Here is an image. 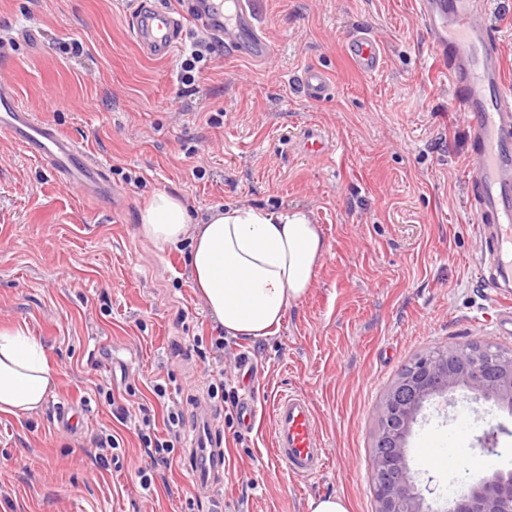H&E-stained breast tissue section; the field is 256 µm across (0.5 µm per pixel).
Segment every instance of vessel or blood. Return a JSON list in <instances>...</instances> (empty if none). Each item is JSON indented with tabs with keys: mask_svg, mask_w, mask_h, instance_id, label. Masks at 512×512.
I'll list each match as a JSON object with an SVG mask.
<instances>
[{
	"mask_svg": "<svg viewBox=\"0 0 512 512\" xmlns=\"http://www.w3.org/2000/svg\"><path fill=\"white\" fill-rule=\"evenodd\" d=\"M428 43L451 84L459 108L470 122L471 150L467 175L474 190L477 221L489 230L486 259L503 283L512 282V83L504 78L502 57L492 47L491 0H416ZM188 12L212 36L224 39L239 56L261 59L269 43L251 8V0H191ZM131 31L149 57L169 58L184 38L177 12L136 0ZM346 52L354 66L372 75L382 67L380 46L365 32L349 37ZM308 98L325 100L330 84L321 69L307 68ZM0 135L9 137L66 181L89 196L108 193L105 164L77 140L38 118L19 102L8 84H0ZM272 446L289 474L310 477L322 472L326 459L314 409L291 392L276 397L271 410ZM194 488L217 492L222 482L223 449L213 447L204 424H197L189 445Z\"/></svg>",
	"mask_w": 512,
	"mask_h": 512,
	"instance_id": "b4317fda",
	"label": "vessel or blood"
}]
</instances>
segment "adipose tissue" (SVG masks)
<instances>
[{
    "mask_svg": "<svg viewBox=\"0 0 512 512\" xmlns=\"http://www.w3.org/2000/svg\"><path fill=\"white\" fill-rule=\"evenodd\" d=\"M140 236L158 247L188 244L199 299L225 335H275L304 298L328 251L312 210L233 203L192 216L178 194L156 192L139 214ZM58 381L49 347L28 325L0 327V414L42 410Z\"/></svg>",
    "mask_w": 512,
    "mask_h": 512,
    "instance_id": "adipose-tissue-1",
    "label": "adipose tissue"
}]
</instances>
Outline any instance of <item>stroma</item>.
<instances>
[{
  "instance_id": "obj_1",
  "label": "stroma",
  "mask_w": 512,
  "mask_h": 512,
  "mask_svg": "<svg viewBox=\"0 0 512 512\" xmlns=\"http://www.w3.org/2000/svg\"><path fill=\"white\" fill-rule=\"evenodd\" d=\"M270 43L265 60L237 56L189 27L185 43L208 42L194 84L177 57L153 59L132 38L121 0H0V81L32 112L101 159L113 195L89 197L59 183L0 135V324L26 323L51 346L58 385L45 408L0 414V512H211L191 487L184 449L143 489L145 453L118 407L167 405L206 411L224 450L223 512H307L338 496L349 512H374L370 456L377 406L401 369L423 352L474 341L512 347L500 324L512 291L490 285L487 243L465 178L468 119L428 48L415 0H253ZM365 32L381 70L365 75L345 43ZM81 42V53L64 52ZM325 72L332 93L309 100L304 69ZM313 126L326 153L305 151ZM197 213L224 203L303 205L329 244L309 294L279 332L212 341L218 326L198 298L183 249H158L137 233L157 190ZM248 356L250 371L239 366ZM259 405L297 391L311 401L327 466L306 479L273 456L272 424L259 417L234 440L211 406L216 374ZM167 387L160 403L154 385ZM79 406L58 424L59 406ZM408 442L417 481L450 497L462 480L512 468V413L463 391L424 408ZM470 416L460 433L454 418ZM498 426L496 454L477 439ZM115 437L117 447L102 446ZM447 448V470L429 469L419 448Z\"/></svg>"
}]
</instances>
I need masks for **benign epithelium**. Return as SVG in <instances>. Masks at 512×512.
<instances>
[{
  "label": "benign epithelium",
  "mask_w": 512,
  "mask_h": 512,
  "mask_svg": "<svg viewBox=\"0 0 512 512\" xmlns=\"http://www.w3.org/2000/svg\"><path fill=\"white\" fill-rule=\"evenodd\" d=\"M489 342L448 345L415 358L382 396L372 456L375 512H430L408 463L413 424L431 399L466 389L477 400L512 411V349L498 353ZM442 512H512V470L461 483Z\"/></svg>",
  "instance_id": "7a95c632"
}]
</instances>
